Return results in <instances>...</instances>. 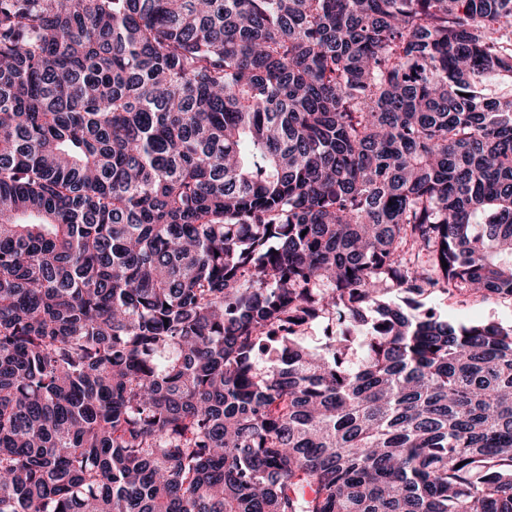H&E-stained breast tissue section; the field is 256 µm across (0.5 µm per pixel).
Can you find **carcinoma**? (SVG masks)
I'll use <instances>...</instances> for the list:
<instances>
[{
	"mask_svg": "<svg viewBox=\"0 0 512 512\" xmlns=\"http://www.w3.org/2000/svg\"><path fill=\"white\" fill-rule=\"evenodd\" d=\"M450 289L512 297V0H0V512H512Z\"/></svg>",
	"mask_w": 512,
	"mask_h": 512,
	"instance_id": "cac0c4a2",
	"label": "carcinoma"
}]
</instances>
